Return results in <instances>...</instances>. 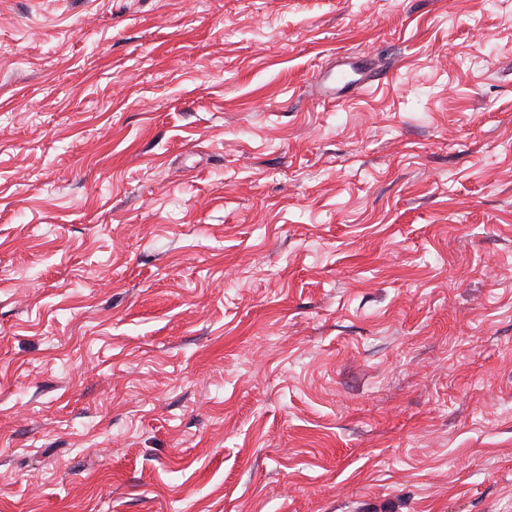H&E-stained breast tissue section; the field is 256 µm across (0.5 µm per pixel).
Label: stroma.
Segmentation results:
<instances>
[{
    "label": "stroma",
    "mask_w": 512,
    "mask_h": 512,
    "mask_svg": "<svg viewBox=\"0 0 512 512\" xmlns=\"http://www.w3.org/2000/svg\"><path fill=\"white\" fill-rule=\"evenodd\" d=\"M0 512H512V4L0 0ZM381 75L365 62L353 63L346 58H341L334 68L316 74L313 80L322 96L333 101L338 92L344 89L357 90L372 81L381 79Z\"/></svg>",
    "instance_id": "1"
}]
</instances>
